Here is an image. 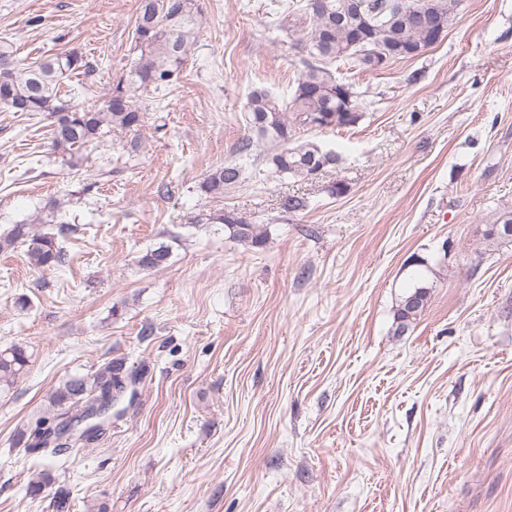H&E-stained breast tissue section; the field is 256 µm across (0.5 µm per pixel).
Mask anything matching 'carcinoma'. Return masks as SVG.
I'll use <instances>...</instances> for the list:
<instances>
[{"instance_id":"carcinoma-1","label":"carcinoma","mask_w":512,"mask_h":512,"mask_svg":"<svg viewBox=\"0 0 512 512\" xmlns=\"http://www.w3.org/2000/svg\"><path fill=\"white\" fill-rule=\"evenodd\" d=\"M435 4L437 27L445 30L465 10V0H435ZM415 6L416 0H365L358 10L351 7V0H317L314 5L311 0H290L279 17V28L300 36L308 59L303 61L289 99H281L266 87L251 91L245 115L250 135L240 142L239 152L251 151L255 136L270 141L273 152L267 157V165L277 176L310 179L335 165V153L313 141L296 138L300 128L353 126L361 118L353 86L337 79L327 64L354 57L363 68L377 69L371 56H354L358 42L381 52L394 49L395 60L424 55L434 42L411 18ZM197 13L195 0H141L134 29L135 49L140 55L98 107H81L61 97L64 80L94 70L84 55L55 54L22 68L13 58L12 46L0 41V106L12 112H42L53 119L51 147L68 155L67 163L72 167L80 163L81 150L102 137L106 128L128 135L125 148L131 155L138 149L139 132L145 123V110L136 97L140 92L168 91L179 84L182 66L195 45ZM241 178L242 168L226 163L210 170L200 189L208 197L220 198ZM208 221L224 225L228 238L247 249L264 243L259 227L235 209L219 211ZM508 227L512 229V210L501 212L495 223L486 225L484 236L492 243L508 245L512 243V234H505ZM71 231L63 223L55 233L32 235L27 225L16 224L0 235V251L25 244L31 266L62 267L68 262L65 243ZM169 258V248L160 245L146 251L139 263L161 269ZM429 290V282L421 279L401 296L394 314L398 329H407L421 315ZM27 363L23 347L12 345L1 350L0 389L12 387ZM122 371L123 363L115 361L93 374L66 380L50 396L56 410L54 422L40 421L33 435L49 434L74 413L93 407L123 383ZM82 443L80 438L70 442L44 440L28 445V449L51 460Z\"/></svg>"}]
</instances>
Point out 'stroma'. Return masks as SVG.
<instances>
[{
    "label": "stroma",
    "instance_id": "1",
    "mask_svg": "<svg viewBox=\"0 0 512 512\" xmlns=\"http://www.w3.org/2000/svg\"><path fill=\"white\" fill-rule=\"evenodd\" d=\"M283 3L197 0L181 83L139 98L135 156L115 129L70 167L44 114L0 109V233L52 204L73 227L65 266L0 252V349L29 356L0 391V512H48L60 488L68 512H512V245L483 237L512 209V0H467L419 58L330 63L361 118L299 130L339 156L314 180L238 152L250 91L289 98L303 67ZM139 6L0 0V40L27 64L82 53L94 72L64 88L98 104L138 55ZM231 162L241 182L204 195ZM229 208L263 246L193 221ZM161 244L169 264L140 266ZM417 257L435 286L399 334ZM115 359L128 385L101 436L31 454L51 392ZM242 172V168L233 163L217 166L204 176L200 183L201 192L212 198L223 197L224 190L240 182Z\"/></svg>",
    "mask_w": 512,
    "mask_h": 512
}]
</instances>
